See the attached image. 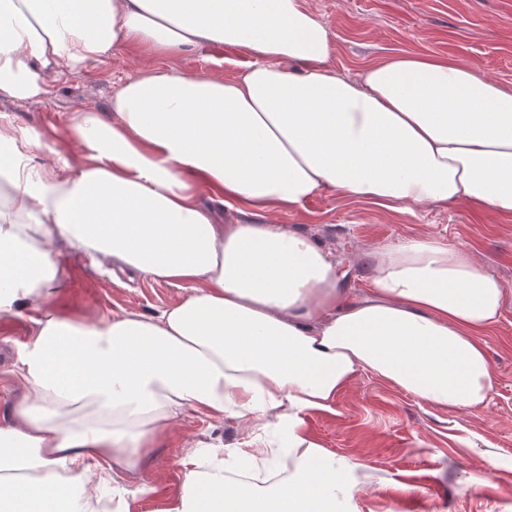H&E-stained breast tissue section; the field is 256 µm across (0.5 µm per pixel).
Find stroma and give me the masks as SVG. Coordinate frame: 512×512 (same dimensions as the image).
Returning <instances> with one entry per match:
<instances>
[{"label":"stroma","mask_w":512,"mask_h":512,"mask_svg":"<svg viewBox=\"0 0 512 512\" xmlns=\"http://www.w3.org/2000/svg\"><path fill=\"white\" fill-rule=\"evenodd\" d=\"M326 24L334 51L329 65L355 75L398 52L457 57L512 87V0H305ZM239 50L211 46L174 60L117 55L59 74L46 93L29 101L0 102L15 126L37 129L49 144L64 139L77 107L107 110L113 90L143 68H176L190 74L233 75ZM67 154L79 149L65 145ZM278 223L294 225L336 254L350 299L369 286L367 254L411 239H436L475 250L482 271L499 281L507 302L485 338L494 373L487 401L472 411L437 409L368 374H357L334 412L313 413L306 428L337 457L358 461L357 512H512V216L500 217L467 203L428 205L410 212L326 191L300 211H283ZM63 288L52 305L93 322L125 310L158 311L183 300V285L112 275L81 253L62 250ZM35 308L0 316V424L10 420L24 391L11 371L17 346L34 330ZM241 441L236 424L184 416L170 440L154 451L139 481L155 493L137 498L130 512H164L178 492L180 458L189 444ZM496 465L485 468L483 453ZM484 482H477V475Z\"/></svg>","instance_id":"35a3bbf8"}]
</instances>
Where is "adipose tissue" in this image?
I'll return each mask as SVG.
<instances>
[{"mask_svg":"<svg viewBox=\"0 0 512 512\" xmlns=\"http://www.w3.org/2000/svg\"><path fill=\"white\" fill-rule=\"evenodd\" d=\"M239 49L224 78L146 68L110 119L80 107L68 157L0 114V314L43 304L0 425V512H128L187 412L234 420L242 445L196 442L166 512H346L358 462L305 428L363 372L433 406L482 405L484 337L506 292L472 250L412 239L371 251L348 300L335 255L275 223L326 190L389 210L467 202L512 215V89L453 57L396 53L348 76L302 0H0V100L120 49L172 59ZM251 223H218L200 187ZM132 278L185 284L154 313L94 322L49 309L57 244Z\"/></svg>","mask_w":512,"mask_h":512,"instance_id":"obj_1","label":"adipose tissue"}]
</instances>
